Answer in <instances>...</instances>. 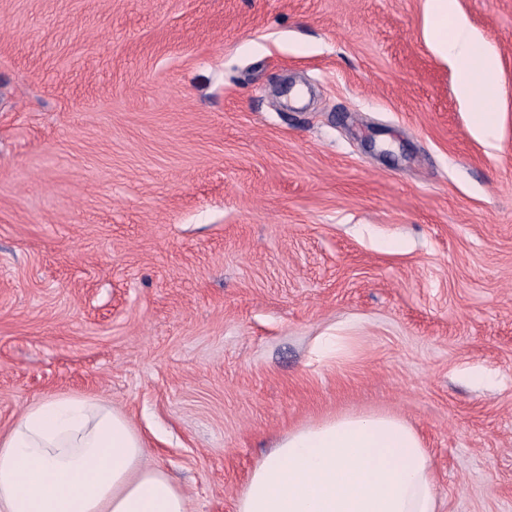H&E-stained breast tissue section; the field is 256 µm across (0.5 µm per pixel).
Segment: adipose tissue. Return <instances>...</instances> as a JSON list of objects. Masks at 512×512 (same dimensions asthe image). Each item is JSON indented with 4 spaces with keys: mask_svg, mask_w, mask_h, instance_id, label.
I'll use <instances>...</instances> for the list:
<instances>
[{
    "mask_svg": "<svg viewBox=\"0 0 512 512\" xmlns=\"http://www.w3.org/2000/svg\"><path fill=\"white\" fill-rule=\"evenodd\" d=\"M430 49L461 76L490 134L497 67L456 10L425 0ZM429 452L405 420L344 414L280 437L251 470L235 512H439ZM0 512H190L185 492L146 460L128 416L68 394L29 405L0 433Z\"/></svg>",
    "mask_w": 512,
    "mask_h": 512,
    "instance_id": "ef3b65f1",
    "label": "adipose tissue"
}]
</instances>
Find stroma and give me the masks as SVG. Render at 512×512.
Segmentation results:
<instances>
[{
    "label": "stroma",
    "mask_w": 512,
    "mask_h": 512,
    "mask_svg": "<svg viewBox=\"0 0 512 512\" xmlns=\"http://www.w3.org/2000/svg\"><path fill=\"white\" fill-rule=\"evenodd\" d=\"M456 8L487 138L425 0H0V432L99 398L234 512L277 437L384 411L440 512H512V0ZM424 34L430 49L462 76L461 95L476 104L474 130L489 135L495 125L493 99L497 67L493 54L482 45L457 13L456 0H425ZM448 19L451 26L448 31Z\"/></svg>",
    "instance_id": "35a3bbf8"
}]
</instances>
